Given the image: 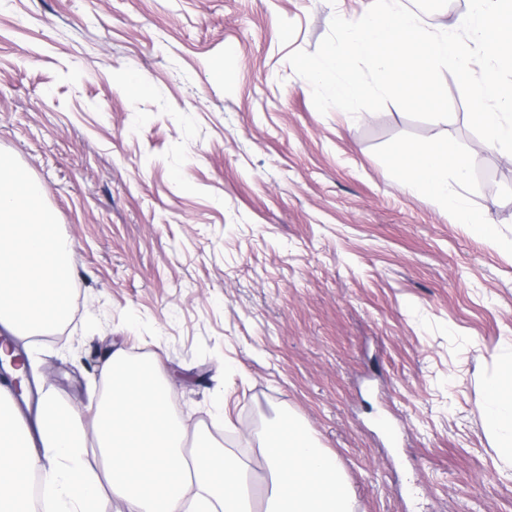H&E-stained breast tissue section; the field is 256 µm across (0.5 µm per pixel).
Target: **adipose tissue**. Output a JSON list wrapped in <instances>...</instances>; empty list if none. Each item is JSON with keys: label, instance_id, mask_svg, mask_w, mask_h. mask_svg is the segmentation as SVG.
<instances>
[{"label": "adipose tissue", "instance_id": "obj_1", "mask_svg": "<svg viewBox=\"0 0 512 512\" xmlns=\"http://www.w3.org/2000/svg\"><path fill=\"white\" fill-rule=\"evenodd\" d=\"M393 169L410 188L448 209L457 223L473 225L486 243L498 244L497 225L478 222L464 200L471 161L453 140L417 150L398 147ZM158 371L156 360L113 353L89 433L73 409L46 396L37 418L40 459L29 453L25 429L0 399V512H35L23 480L34 471L56 512H96L104 484L128 512H351L352 492L335 458L290 414L271 426L272 434L287 440L267 458L266 503L257 507L248 465L206 434L188 432L170 410L171 386ZM482 413L502 453L512 458V370L487 381ZM90 451L102 459L103 477L83 474V457Z\"/></svg>", "mask_w": 512, "mask_h": 512}]
</instances>
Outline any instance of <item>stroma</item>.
<instances>
[{
	"instance_id": "35a3bbf8",
	"label": "stroma",
	"mask_w": 512,
	"mask_h": 512,
	"mask_svg": "<svg viewBox=\"0 0 512 512\" xmlns=\"http://www.w3.org/2000/svg\"><path fill=\"white\" fill-rule=\"evenodd\" d=\"M365 2L0 0V149L72 249L71 317L23 340L29 371L88 430L112 352L158 359L173 414L244 459L258 496L289 413L353 512H512L481 411L512 366V164L449 74L447 121L316 111L288 57ZM447 136L499 245L392 171L397 145Z\"/></svg>"
}]
</instances>
